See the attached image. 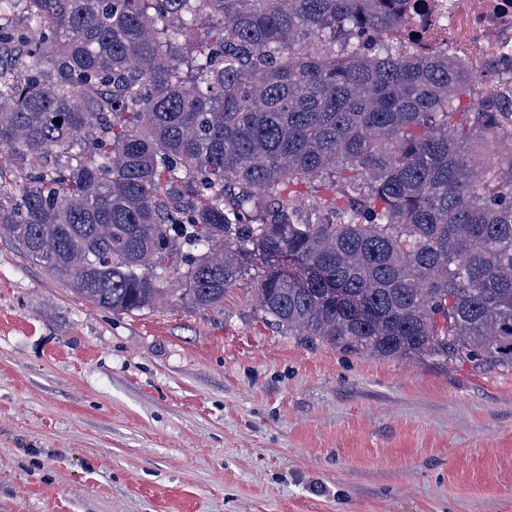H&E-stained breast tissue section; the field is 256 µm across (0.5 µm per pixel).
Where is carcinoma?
Segmentation results:
<instances>
[{
	"label": "carcinoma",
	"instance_id": "obj_1",
	"mask_svg": "<svg viewBox=\"0 0 512 512\" xmlns=\"http://www.w3.org/2000/svg\"><path fill=\"white\" fill-rule=\"evenodd\" d=\"M404 8L0 0V234L113 313L255 267L279 330L512 367V108L390 41Z\"/></svg>",
	"mask_w": 512,
	"mask_h": 512
}]
</instances>
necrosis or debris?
<instances>
[{
    "label": "necrosis or debris",
    "instance_id": "obj_1",
    "mask_svg": "<svg viewBox=\"0 0 512 512\" xmlns=\"http://www.w3.org/2000/svg\"><path fill=\"white\" fill-rule=\"evenodd\" d=\"M395 40L463 59L481 98L512 87V0H409Z\"/></svg>",
    "mask_w": 512,
    "mask_h": 512
}]
</instances>
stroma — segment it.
I'll use <instances>...</instances> for the list:
<instances>
[{
  "mask_svg": "<svg viewBox=\"0 0 512 512\" xmlns=\"http://www.w3.org/2000/svg\"><path fill=\"white\" fill-rule=\"evenodd\" d=\"M98 309L0 238V512H512V369Z\"/></svg>",
  "mask_w": 512,
  "mask_h": 512,
  "instance_id": "stroma-1",
  "label": "stroma"
}]
</instances>
